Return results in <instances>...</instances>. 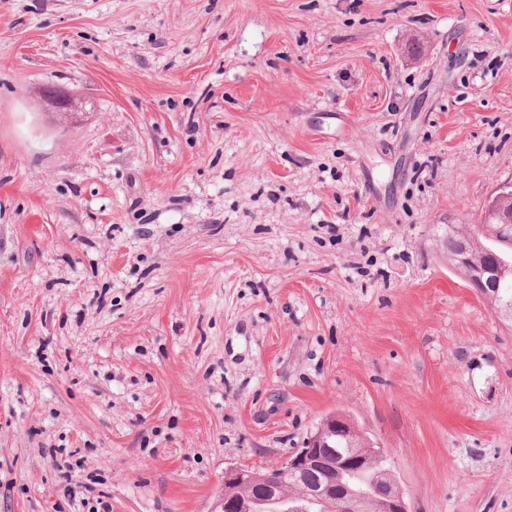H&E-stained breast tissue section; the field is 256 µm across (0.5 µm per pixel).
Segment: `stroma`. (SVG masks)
<instances>
[{
  "label": "stroma",
  "instance_id": "35a3bbf8",
  "mask_svg": "<svg viewBox=\"0 0 512 512\" xmlns=\"http://www.w3.org/2000/svg\"><path fill=\"white\" fill-rule=\"evenodd\" d=\"M512 178V0H0V512H221L342 412L512 512V326L435 249Z\"/></svg>",
  "mask_w": 512,
  "mask_h": 512
}]
</instances>
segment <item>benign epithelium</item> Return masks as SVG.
Masks as SVG:
<instances>
[{
    "label": "benign epithelium",
    "mask_w": 512,
    "mask_h": 512,
    "mask_svg": "<svg viewBox=\"0 0 512 512\" xmlns=\"http://www.w3.org/2000/svg\"><path fill=\"white\" fill-rule=\"evenodd\" d=\"M476 236L459 240L452 267L462 273L499 319H512V264L497 257L495 250L481 244L483 233L496 242L512 244V179L499 183L488 199ZM378 451L356 423L342 413L327 416L307 437L304 446L285 461L294 475H313L308 486L298 487L294 497L277 486L274 473L230 467L224 471L225 484L242 485L254 495L243 500L224 493V512H409L403 493L389 469L378 471V480L393 489L386 495L362 497L354 493L346 475Z\"/></svg>",
    "instance_id": "obj_1"
}]
</instances>
